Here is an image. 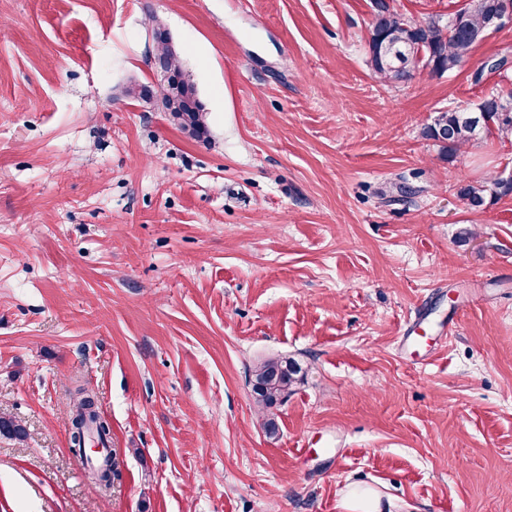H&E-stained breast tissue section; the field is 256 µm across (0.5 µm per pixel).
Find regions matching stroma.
<instances>
[{"mask_svg": "<svg viewBox=\"0 0 512 512\" xmlns=\"http://www.w3.org/2000/svg\"><path fill=\"white\" fill-rule=\"evenodd\" d=\"M371 0H0V512H512V26L456 70L367 64ZM161 23L208 134L155 102ZM503 70L475 80L488 59ZM306 371L266 434L254 366ZM91 389L101 490L70 451ZM439 112L433 125L426 127L424 136L437 142L445 157H453L463 145L477 142L482 134H489L493 129L504 136L512 135V108L507 112H488L485 120H474L483 110ZM466 184L458 190V196L467 202L471 208H477L485 203L486 192L494 197L497 195H508L512 193V184H504L502 181H493L491 186ZM79 398L74 405L71 415V452L80 458H85L83 455V443L86 438V433L89 430L97 440L101 447L106 448L111 439L112 426L109 420L102 416L98 411L95 403L94 395L85 388L77 390ZM89 471L97 467H105L93 473L94 481L103 489H107L112 484V476L115 470L112 465V456L98 460L93 463L88 458Z\"/></svg>", "mask_w": 512, "mask_h": 512, "instance_id": "1", "label": "stroma"}]
</instances>
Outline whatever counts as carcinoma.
<instances>
[{
  "label": "carcinoma",
  "mask_w": 512,
  "mask_h": 512,
  "mask_svg": "<svg viewBox=\"0 0 512 512\" xmlns=\"http://www.w3.org/2000/svg\"><path fill=\"white\" fill-rule=\"evenodd\" d=\"M505 0H470L455 11L448 21L429 18L419 27L403 16L386 11L382 23L369 28L367 37L368 64L381 78L393 83H407L422 73L442 75L463 63L477 37L488 33L489 16L504 5ZM153 39L157 43L156 54L166 58L169 67L180 72L178 53L166 32L155 29ZM160 101L165 111L180 119V126L201 137L207 133L202 106L197 99L195 87L179 81L161 89ZM512 135V108L506 112H488L485 118L479 113L448 109L439 113L435 122L426 127L424 136L437 142L446 157L454 156L464 145L477 142L482 135L492 131ZM493 196L512 193V184L493 181L490 187L466 184L458 190V196L473 208L485 203L486 194ZM300 366L288 359L271 358L258 364L253 370L252 391L255 403L263 414V426L270 435L276 433L278 425L276 410L288 398L298 380ZM79 398L71 415V452L83 455L86 433L94 435L101 447H107L111 439L112 426L98 411L94 395L78 389ZM0 433L21 440L24 427L12 418L0 416ZM96 484L107 489L112 484L115 470L112 456L90 463Z\"/></svg>",
  "instance_id": "carcinoma-1"
}]
</instances>
